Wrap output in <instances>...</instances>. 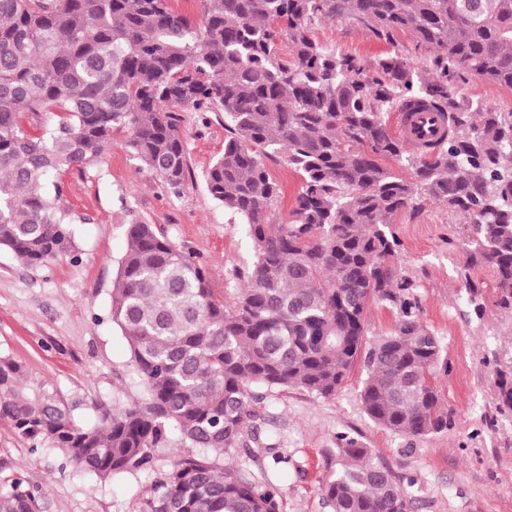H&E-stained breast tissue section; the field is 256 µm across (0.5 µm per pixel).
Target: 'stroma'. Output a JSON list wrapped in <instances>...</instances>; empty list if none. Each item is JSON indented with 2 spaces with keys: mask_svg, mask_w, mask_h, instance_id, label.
I'll return each instance as SVG.
<instances>
[{
  "mask_svg": "<svg viewBox=\"0 0 512 512\" xmlns=\"http://www.w3.org/2000/svg\"><path fill=\"white\" fill-rule=\"evenodd\" d=\"M312 36L338 52L375 60L401 52L426 67L427 52L411 33L394 43L345 19L314 25ZM190 172L180 194L166 192L142 170L117 132L100 164L62 174L63 202L76 221L72 253L30 266L0 248V357L24 371L33 397L69 407L78 422L125 407L141 391L126 337L113 324L110 303L129 224L157 225L178 246L197 254L216 298L246 285L254 260L246 225L212 198L204 175L224 150V115H181ZM398 270L414 285L421 319L443 348L439 389L448 408L447 430L408 439L366 415L354 368L335 395L298 388L275 391L255 409L270 415L285 436L291 466L276 467L265 449L230 456L253 471L279 469L284 512H328L321 495L332 469L327 459L338 434L376 449L398 475L413 480V512H512V411L500 405L495 372L512 366V311L498 304L494 269L471 259L460 219L424 199L392 218ZM482 290L471 302L468 284ZM42 493V512H141L154 472L106 482L74 468L50 444H32L0 422V491L12 477Z\"/></svg>",
  "mask_w": 512,
  "mask_h": 512,
  "instance_id": "1",
  "label": "stroma"
}]
</instances>
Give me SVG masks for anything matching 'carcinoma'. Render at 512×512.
Segmentation results:
<instances>
[{"mask_svg": "<svg viewBox=\"0 0 512 512\" xmlns=\"http://www.w3.org/2000/svg\"><path fill=\"white\" fill-rule=\"evenodd\" d=\"M336 17L390 44L411 32L431 68L398 53L365 62L327 51L311 29ZM469 77L512 89V0H204L198 25L169 0H0L1 247L28 265L71 251L54 178L97 165L118 130L140 167L179 194L189 165L178 110L190 108L224 113L206 186L255 249L247 287L219 300L205 263L155 224L128 225L110 315L140 396L80 425L26 394L20 365L0 358V420L99 481L152 469L174 435L203 449L172 452L143 512H283L274 480L224 464L240 448L279 446L276 429L247 426L256 386L327 397L359 364L374 423L408 438L448 428L442 346L397 274L390 225L425 196L448 207L469 229L472 261L495 270L500 306L512 307V112L454 97ZM414 108L447 120L419 147L385 121ZM30 112L57 121L29 134ZM269 160L302 178L285 224L271 221L280 186ZM372 301L398 314L374 339ZM496 380L512 409V368ZM333 456L322 486L331 512H410L401 478L373 449L340 435ZM0 512H41L40 495L16 476Z\"/></svg>", "mask_w": 512, "mask_h": 512, "instance_id": "obj_1", "label": "carcinoma"}]
</instances>
